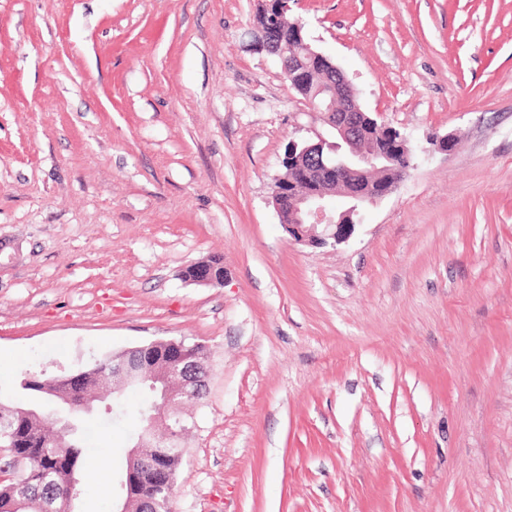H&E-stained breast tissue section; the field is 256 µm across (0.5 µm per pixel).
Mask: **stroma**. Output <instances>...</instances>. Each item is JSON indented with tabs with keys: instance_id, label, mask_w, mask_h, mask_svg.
I'll return each instance as SVG.
<instances>
[{
	"instance_id": "stroma-1",
	"label": "stroma",
	"mask_w": 512,
	"mask_h": 512,
	"mask_svg": "<svg viewBox=\"0 0 512 512\" xmlns=\"http://www.w3.org/2000/svg\"><path fill=\"white\" fill-rule=\"evenodd\" d=\"M259 2L0 0V396L200 344L171 512H512V0H291L415 150L323 247L269 197L329 129ZM213 256L223 284L184 282ZM133 427L86 419L79 512H112Z\"/></svg>"
}]
</instances>
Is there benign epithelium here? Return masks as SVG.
Wrapping results in <instances>:
<instances>
[{
  "mask_svg": "<svg viewBox=\"0 0 512 512\" xmlns=\"http://www.w3.org/2000/svg\"><path fill=\"white\" fill-rule=\"evenodd\" d=\"M302 31V24H297L293 42L298 50L288 56L270 27L256 32L253 45L279 57L284 78L295 91L307 83L315 67L324 66L331 75L321 87L322 96L306 94L304 99L335 133L336 141L328 142L319 135L315 142L291 144L287 173L275 178L270 187L271 202L285 232L297 243L320 247L346 240L359 209L394 192L400 179L373 180L371 174L388 169L394 155L411 163V149L406 136L389 130L361 109L357 92L341 69L314 49ZM185 278L197 285L218 283L216 271L207 261L190 264ZM112 373L122 387L136 386L141 380L134 365L122 360L112 367ZM146 380L151 389L159 391L149 408L148 421L153 426L165 422L166 431L147 441L139 438L129 451L135 460L140 449L165 448L191 428L181 407L207 386L206 378L189 370L183 355L166 362L163 373L151 374Z\"/></svg>",
  "mask_w": 512,
  "mask_h": 512,
  "instance_id": "obj_1",
  "label": "benign epithelium"
}]
</instances>
